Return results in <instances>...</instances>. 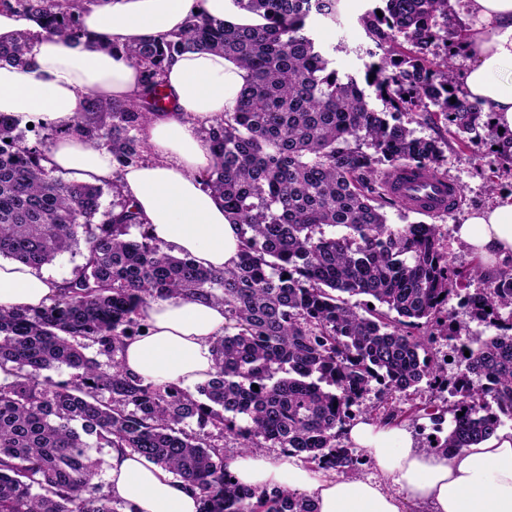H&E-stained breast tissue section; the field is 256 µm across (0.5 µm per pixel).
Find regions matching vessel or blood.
<instances>
[{
	"label": "vessel or blood",
	"mask_w": 512,
	"mask_h": 512,
	"mask_svg": "<svg viewBox=\"0 0 512 512\" xmlns=\"http://www.w3.org/2000/svg\"><path fill=\"white\" fill-rule=\"evenodd\" d=\"M389 185L394 197L425 214L446 212L448 198L456 194L454 183L427 169L403 166L391 176Z\"/></svg>",
	"instance_id": "vessel-or-blood-1"
}]
</instances>
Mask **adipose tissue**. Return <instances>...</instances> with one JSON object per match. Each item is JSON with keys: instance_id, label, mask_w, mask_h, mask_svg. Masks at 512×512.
Returning a JSON list of instances; mask_svg holds the SVG:
<instances>
[{"instance_id": "ef3b65f1", "label": "adipose tissue", "mask_w": 512, "mask_h": 512, "mask_svg": "<svg viewBox=\"0 0 512 512\" xmlns=\"http://www.w3.org/2000/svg\"><path fill=\"white\" fill-rule=\"evenodd\" d=\"M480 21L466 43L472 58L463 81L471 102L490 112L512 134V0H472ZM194 13L234 24L257 25L260 17L235 10L231 0H97L82 15L92 42L40 34L32 62L0 63V113L18 126L41 122L62 128L51 144L46 168L70 179L111 182V153L69 133L89 98L126 102L142 86L128 46L183 29ZM245 72L223 55L186 52L165 68V90L176 112L157 114L142 129L152 154L125 169L122 193L140 212L150 235L177 255L206 268L236 260L239 236L224 214V202L202 185L213 156L200 133L201 121L235 106ZM457 237L487 268L512 259V196L473 210ZM57 284L37 268L0 261V308L49 304ZM146 329L131 340L123 367L155 384L192 390L214 372L213 341L224 333V308L188 296L151 301L141 311ZM345 439L362 448L377 473L335 475L304 465L296 456L245 452L229 462L232 483L258 490L282 489L312 498L319 512H512V428L460 450L417 447L404 426L358 420ZM109 492L129 512H198L199 492L164 467L127 448L111 452Z\"/></svg>"}]
</instances>
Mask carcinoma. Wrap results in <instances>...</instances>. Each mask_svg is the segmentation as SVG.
<instances>
[{"instance_id": "1", "label": "carcinoma", "mask_w": 512, "mask_h": 512, "mask_svg": "<svg viewBox=\"0 0 512 512\" xmlns=\"http://www.w3.org/2000/svg\"><path fill=\"white\" fill-rule=\"evenodd\" d=\"M86 2L0 0L47 34L74 41L86 36ZM339 2L233 0L262 17L259 26L194 14L178 33L125 48L146 74L134 100L92 98L73 125L112 152L119 176L143 160L140 134L165 109L161 78L174 55L219 51L242 68L234 109L202 126L214 156L202 183L239 230L237 260L223 269L156 243L116 180L109 187L118 201L95 222L102 187L42 165L57 129L38 124L46 134L30 145L0 114V257L39 268L83 249L82 265L51 304L0 308V372L10 378L0 383V512H121L124 504L96 483L92 450L102 448H128L168 469L199 490L200 512H317L305 496L229 482L220 438L231 435L249 452L281 448L348 474L362 462L341 443L356 407L383 423L420 411L441 423L449 413L448 434L434 439L441 449L478 444L512 420V269L452 267L438 225L394 227L384 214L398 203L386 186L391 170L439 173L450 137L497 147L511 169L512 138L458 88L450 55L436 52L466 36L449 0H378L362 16L373 43L364 79L387 112L369 107L355 77L339 78L313 38L309 20H336ZM31 50L27 36L0 45V62L23 66ZM418 111L444 133L415 136L400 115ZM326 227L341 233L328 236ZM132 228L139 236L129 237ZM474 280L482 287L471 293ZM460 289L470 319L495 335L460 340L461 328L445 315ZM168 295L224 306L215 372L194 392L146 383L122 367L126 342L144 330L137 311ZM355 296L366 301L351 302ZM84 340L112 357L110 370L84 354ZM440 341L463 364L451 378L432 353ZM63 365L77 371L72 380H40L41 371ZM425 388L454 401L407 410L389 403ZM373 390L379 401L362 407ZM194 418L217 434L185 432Z\"/></svg>"}]
</instances>
